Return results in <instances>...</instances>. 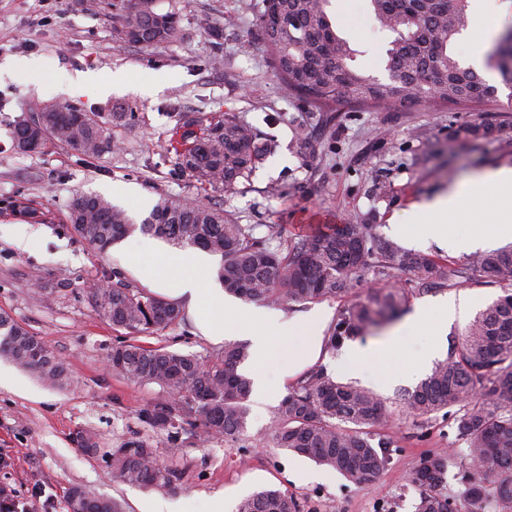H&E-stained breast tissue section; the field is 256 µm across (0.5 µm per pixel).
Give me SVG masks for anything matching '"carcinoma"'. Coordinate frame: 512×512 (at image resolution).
Wrapping results in <instances>:
<instances>
[{
  "label": "carcinoma",
  "mask_w": 512,
  "mask_h": 512,
  "mask_svg": "<svg viewBox=\"0 0 512 512\" xmlns=\"http://www.w3.org/2000/svg\"><path fill=\"white\" fill-rule=\"evenodd\" d=\"M330 0H263V50L286 89L314 102L346 98L360 103L441 101L483 104L496 98V87L455 56L453 45L468 27L470 0H370L381 25L395 34L386 50L385 82L352 67L355 50L334 30L327 13ZM116 33L143 47L171 43L179 35L181 13L165 11L155 0H118ZM512 28L496 41L486 64L512 85V51L504 50ZM124 112H87L66 104L65 111L38 106L13 128L14 146L29 153L51 146L98 158L120 149L111 125ZM202 145L175 151L177 167L207 191H229L248 180L268 146L255 130L226 112L218 117L178 116L173 134ZM12 214L33 223L44 213L9 203ZM72 230L101 254L121 238L140 232L185 248L221 257L218 278L224 290L248 300L280 305L314 302L348 291L365 273L383 283L364 300L344 307L324 336V350L336 351L344 339L395 320L413 293L454 287L464 281L512 285V246L477 253L465 264L405 250L382 239L374 224H341L329 232L299 239L283 238L282 225L240 224L224 208L193 207L180 198L161 197L149 216L137 223L106 199L75 192L68 204ZM95 314L128 339L112 347V370L134 384L156 385L166 398L138 411L142 427L166 434L176 444L191 435L201 444L236 442L245 434L251 380L239 371L250 357L247 343L226 342L204 357L183 354L139 340L184 320L183 307L164 296L133 286L121 273L112 284L88 286ZM0 356L36 378L58 387L72 384L65 363L36 336L0 312ZM405 416L452 417L472 463L468 495L457 501L442 493L451 456L424 457L409 483L418 490L416 512H487L486 484L498 482L497 512H512V290L477 314L451 346L448 357L403 395ZM386 402L375 393L338 382L322 365L301 374L271 410L263 446L281 448L363 482L376 478L388 463L390 442L381 428L388 423ZM116 482L174 491L184 466L160 461L152 439L128 440L105 453ZM69 499L87 500L97 510L122 512L74 487ZM236 512H300L297 500L279 490L261 489L241 499Z\"/></svg>",
  "instance_id": "1"
}]
</instances>
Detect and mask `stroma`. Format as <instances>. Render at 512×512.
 I'll return each mask as SVG.
<instances>
[{"label": "stroma", "mask_w": 512, "mask_h": 512, "mask_svg": "<svg viewBox=\"0 0 512 512\" xmlns=\"http://www.w3.org/2000/svg\"><path fill=\"white\" fill-rule=\"evenodd\" d=\"M258 2L179 0L178 39L145 48L118 39L110 12L77 0H0V201L21 196L47 216L31 225L28 244L20 248L12 240L15 218L0 211V311L40 338L73 379L62 389L17 368L11 385L0 386V487L24 500L41 489L33 512H69L75 486L119 501L124 512H140L148 494L113 482L105 453L143 435L137 413L160 394L156 386L133 384L112 371L107 355L125 333L94 314L85 287L118 268L127 270L134 285L149 289L153 238L138 233L99 254L72 231L67 209L79 190L101 195L139 221L160 197H199L198 184L177 171L175 156L167 151L174 114L230 112L271 143L248 181L213 199L240 223L279 224L292 239L357 219L376 225L382 236L389 225H402L397 243L405 248L422 222L417 207L423 201L471 174L512 168V89L498 73L487 78L498 88L495 101L479 107L424 102L366 107L344 98L314 104L288 92L274 76L257 41ZM328 14L357 49L355 66L387 80L386 48L393 35L374 20L369 0H331ZM204 18L222 29L220 47L206 39L199 25ZM20 60L32 61L33 70L16 69ZM119 70L128 81L112 92L69 90L77 74L91 73L107 84ZM55 102L89 112L132 113L127 125L113 130L121 150L97 159L66 148L15 152L14 125L31 107ZM473 126L483 128L485 137L468 135ZM299 133L314 144V152L298 150ZM134 252L142 262L131 271L127 256ZM374 285L366 275L348 294L285 304L281 310L299 320L321 310L334 316L363 300ZM502 293L499 286L465 282L414 295L408 302L412 310L460 295L472 306L439 333L430 324L404 331L399 319L356 337L358 345L379 347L397 335L392 351L379 360L353 364L341 349L322 354L320 362L333 378L374 391L393 412L391 462L376 478L356 483L278 448L249 451L266 431L273 402L287 393V383L279 379L288 366L282 354L266 368L271 401L251 403L243 441L203 446L185 439L178 447L186 465L183 484L159 492V499L182 504L184 512H214L219 504L224 512H235L242 498L266 487L294 496L301 512H415L418 492L409 476L424 456L448 450L455 462L446 491L464 495L463 473L471 461L452 420L438 414L421 425L403 418L398 397L416 382L393 376L408 372L412 357L430 343L448 349L470 318ZM145 341L186 354L215 349L189 318ZM81 431L95 434L100 453L79 447Z\"/></svg>", "instance_id": "1"}]
</instances>
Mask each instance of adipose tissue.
Returning <instances> with one entry per match:
<instances>
[{
	"label": "adipose tissue",
	"mask_w": 512,
	"mask_h": 512,
	"mask_svg": "<svg viewBox=\"0 0 512 512\" xmlns=\"http://www.w3.org/2000/svg\"><path fill=\"white\" fill-rule=\"evenodd\" d=\"M484 188L496 201L491 212L466 205L474 187ZM418 210L423 225L419 245L436 244L439 248L474 251L503 238H512V169L500 168L466 180L448 196L421 203ZM471 225L466 241H459L456 227ZM209 257L202 252L182 251L170 246L154 249L153 286L177 297L184 304L202 336L213 343L223 342L228 333L247 336L251 342V376L259 398H269L270 383L263 373L275 354V339L290 341L289 363L297 365L315 361L321 352L324 313L312 314L306 321L285 318L283 313L255 304L229 303L223 288L212 279H199V271L208 269ZM230 306L232 327L215 320L212 311Z\"/></svg>",
	"instance_id": "ef3b65f1"
}]
</instances>
